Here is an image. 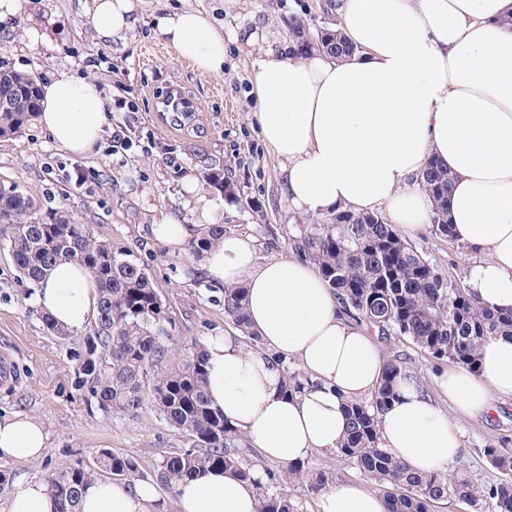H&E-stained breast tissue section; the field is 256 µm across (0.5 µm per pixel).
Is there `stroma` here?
Listing matches in <instances>:
<instances>
[{"mask_svg":"<svg viewBox=\"0 0 512 512\" xmlns=\"http://www.w3.org/2000/svg\"><path fill=\"white\" fill-rule=\"evenodd\" d=\"M93 0H31L11 35L0 33V66L32 74L65 71L97 82L109 101L110 126H129L137 142L113 152L103 138L92 154L77 156L60 148L34 126L22 135L0 139V181L31 195L38 217L61 213L87 225L95 237L129 247L147 268L155 288L167 299L181 341L172 350L180 360L192 342L211 336H233L224 317V294L200 273L188 253H171L149 232L162 212L180 204L188 179L204 184L217 201L226 233L250 236L260 261L286 256L288 227L294 217L280 196V161L264 142L254 120L251 93L255 60L271 48L294 46L290 23L304 18L310 40L337 22L333 0H241L236 14L226 15L224 0H140L138 21L125 42L99 43L81 24ZM192 8L224 28V73L214 76L180 58L155 34L163 13ZM259 23L267 39L251 50L235 41L239 28ZM47 25L50 45L33 52L24 32ZM179 96L178 110L168 106L169 93ZM408 241L444 273L463 277L473 251L430 235L422 227ZM29 285L21 281L0 241V356L12 363L10 376L0 375V417L28 415L48 432L44 458L27 463L0 461L9 485L0 490V512H9L11 496L31 479L47 480L53 472L77 462L93 464L103 449L136 458L145 480L155 478L163 456L182 448V435L144 407L138 418H115L98 409L87 391L74 385L69 353L81 334L60 338L48 333ZM382 357L404 359L421 378L439 406L448 397L439 385L448 364L431 358L398 336L378 339ZM462 448L451 471L485 487L499 472L484 455L488 446L512 448V399L498 401L494 418L456 417Z\"/></svg>","mask_w":512,"mask_h":512,"instance_id":"1","label":"stroma"}]
</instances>
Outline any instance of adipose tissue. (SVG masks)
Segmentation results:
<instances>
[{
  "label": "adipose tissue",
  "instance_id": "ef3b65f1",
  "mask_svg": "<svg viewBox=\"0 0 512 512\" xmlns=\"http://www.w3.org/2000/svg\"><path fill=\"white\" fill-rule=\"evenodd\" d=\"M136 0H94L83 24L96 38L125 39ZM512 0H340L337 29L350 56L323 50L295 57L267 51L253 93L262 137L283 163L282 193L299 216L336 209L386 210L411 232L430 221L419 178L437 162L452 177L448 218L456 243L478 257L464 281L481 302L512 309V28L501 24ZM160 39L203 72L224 73V34L202 12L156 20ZM37 127L64 150L88 153L109 129L107 102L94 80L68 73L37 77ZM180 208L151 225L153 238L184 251L216 208L198 181ZM201 272L216 287L244 285L259 350L231 336L204 343L207 390L215 408L266 459L289 464L311 450L335 451L347 428L346 401L371 394L382 357L367 326L344 317L315 266L298 256L258 263L253 240L214 238ZM34 304L77 333L99 312L97 284L77 262L60 260L39 280ZM296 358L310 377L284 394L278 356ZM480 369L448 371L442 383L457 413L489 415L512 398V339L480 348ZM385 447L416 472L443 469L459 455L455 423L415 378L401 381L382 416ZM48 434L30 416L0 420V460L42 458ZM177 512H256V487L210 468L176 489ZM78 512H165L155 484L97 480ZM320 512H386L378 494L355 484L330 487Z\"/></svg>",
  "mask_w": 512,
  "mask_h": 512
}]
</instances>
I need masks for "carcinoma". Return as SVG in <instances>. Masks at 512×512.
<instances>
[{"instance_id":"carcinoma-1","label":"carcinoma","mask_w":512,"mask_h":512,"mask_svg":"<svg viewBox=\"0 0 512 512\" xmlns=\"http://www.w3.org/2000/svg\"><path fill=\"white\" fill-rule=\"evenodd\" d=\"M317 47L338 57L353 51L340 34L321 33ZM0 84L25 93L24 103L0 110V138L17 135L36 114L38 90L26 74L0 72ZM421 185L432 202L430 234L452 238L446 202L451 185L448 170L428 164ZM37 206L23 192L0 196V235L7 237L19 277L33 284L59 259L79 262L100 291V313L85 330L82 345L72 351L76 386L95 399L99 409L115 417L139 416L150 404L185 437L184 448L166 456L156 480L172 493L178 483L209 467L231 469L256 484L257 512H301L288 486L304 483L307 493L323 494L329 475L303 458L287 466L248 461L242 433L214 408L206 393L204 349L194 345L179 362L171 361L177 341L176 322L147 269L130 249L97 239L84 224L35 220ZM224 233L215 225L192 242L201 260L211 240ZM288 245L310 260L333 289L346 311L378 329L382 335L408 340L432 358L479 371V349L492 337L512 338V310H497L480 301L462 282L440 273L393 224L375 213L338 209L323 217L306 216L288 228ZM224 317L254 346L259 337L249 329L245 288L225 287ZM285 392L298 394L309 378L279 359ZM410 375L399 358L383 362L375 390L367 398L346 402L348 429L336 455L353 463L366 478L384 488L387 512H434L437 504L454 498L473 512H512V457L501 449H484L500 469L499 480L481 490L463 475L445 471L414 473L380 439V416L398 393L400 380ZM97 476L129 482L139 476L135 459L105 450L95 466L80 462L48 478L56 512H77L85 489Z\"/></svg>"}]
</instances>
